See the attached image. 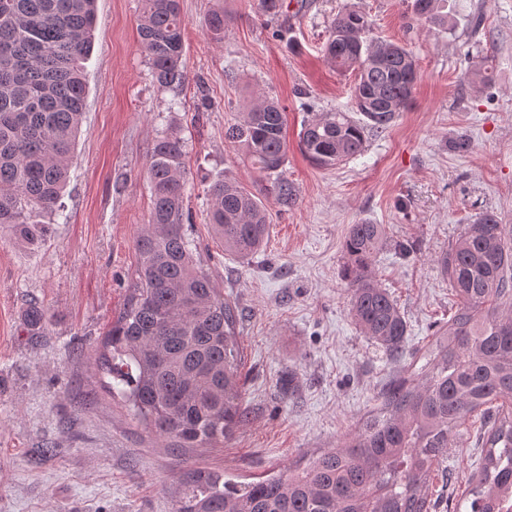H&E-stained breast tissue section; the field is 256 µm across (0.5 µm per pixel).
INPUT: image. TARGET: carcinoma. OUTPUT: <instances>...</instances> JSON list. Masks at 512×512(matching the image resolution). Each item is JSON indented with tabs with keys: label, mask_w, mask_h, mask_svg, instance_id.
<instances>
[{
	"label": "carcinoma",
	"mask_w": 512,
	"mask_h": 512,
	"mask_svg": "<svg viewBox=\"0 0 512 512\" xmlns=\"http://www.w3.org/2000/svg\"><path fill=\"white\" fill-rule=\"evenodd\" d=\"M96 0H0V226L30 245L48 225L64 192L85 107L82 60L90 51ZM414 18L448 25L445 0H409ZM224 11L211 12L206 34L224 39ZM368 17L346 8L331 20L323 53L339 72H355L360 122L346 112L305 121L302 152L320 167L364 149L365 129L386 130L406 111L418 80L415 55L370 37ZM185 23L180 0H142L140 45L156 81L180 80ZM284 108L264 99L225 136L241 144L261 178L255 194L217 179L206 194L209 224L224 251L240 260L265 244L268 215L258 194L284 208L297 201L284 166ZM184 140L160 136L148 164L149 224L136 241V278L95 359L112 379V399L175 448H222L244 417L237 310L194 260L184 230L187 179ZM382 224H352L345 243L350 314L390 356L402 352L407 322L372 276V256L386 241ZM458 299L438 331L421 381L397 379L380 411L344 445L321 452L301 471L244 485L218 471H196L174 512H428L433 473L460 428L480 422L483 456L459 512H512V239L498 217L480 214L440 258ZM31 334L47 328V309L24 313Z\"/></svg>",
	"instance_id": "carcinoma-1"
}]
</instances>
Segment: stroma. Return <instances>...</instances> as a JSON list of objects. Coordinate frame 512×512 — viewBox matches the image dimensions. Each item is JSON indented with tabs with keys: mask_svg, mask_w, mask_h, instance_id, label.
<instances>
[{
	"mask_svg": "<svg viewBox=\"0 0 512 512\" xmlns=\"http://www.w3.org/2000/svg\"><path fill=\"white\" fill-rule=\"evenodd\" d=\"M448 28H426L404 0H180L183 79L162 87L139 43L140 0H96L84 62L86 108L70 180L47 237L35 246L0 228V512H173L193 470L238 483L295 473L343 445L381 406L456 309L438 263L479 213L512 233V0H447ZM365 13L371 35L412 49L419 79L408 111L367 131L361 155L320 168L299 148L308 111L352 112L353 73L323 59L343 6ZM223 10V41L202 29ZM286 111V174L298 194L270 220L248 260L225 252L206 222L217 176L249 191L259 180L245 150L224 138L257 100ZM186 142L194 189L187 203L197 260L236 307L246 416L221 448H172L113 402L93 364L138 262L152 207L148 161L158 136ZM467 152L454 150L459 137ZM386 225L371 271L405 316L402 355L390 359L348 309L344 242L350 225ZM415 246L410 254L399 243ZM51 315L44 335L23 321L30 301ZM475 427L448 449L432 512L482 455Z\"/></svg>",
	"mask_w": 512,
	"mask_h": 512,
	"instance_id": "1",
	"label": "stroma"
}]
</instances>
